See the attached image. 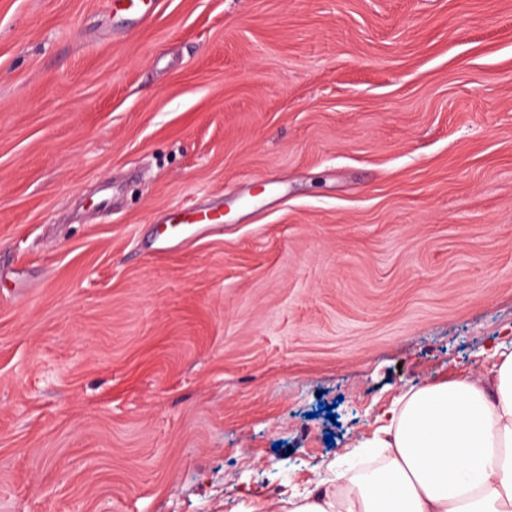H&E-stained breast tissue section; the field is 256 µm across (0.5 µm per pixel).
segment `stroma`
<instances>
[{"label":"stroma","instance_id":"35a3bbf8","mask_svg":"<svg viewBox=\"0 0 512 512\" xmlns=\"http://www.w3.org/2000/svg\"><path fill=\"white\" fill-rule=\"evenodd\" d=\"M509 344L512 0H0V512H279Z\"/></svg>","mask_w":512,"mask_h":512}]
</instances>
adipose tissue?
I'll use <instances>...</instances> for the list:
<instances>
[{"label":"adipose tissue","instance_id":"1","mask_svg":"<svg viewBox=\"0 0 512 512\" xmlns=\"http://www.w3.org/2000/svg\"><path fill=\"white\" fill-rule=\"evenodd\" d=\"M484 377L409 389L356 454L316 486L283 493L282 512H512V350Z\"/></svg>","mask_w":512,"mask_h":512}]
</instances>
